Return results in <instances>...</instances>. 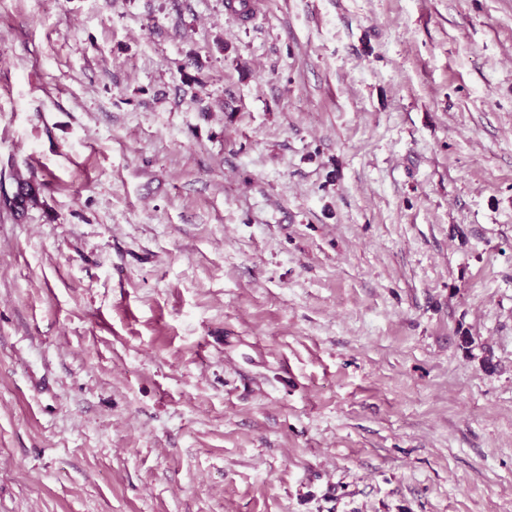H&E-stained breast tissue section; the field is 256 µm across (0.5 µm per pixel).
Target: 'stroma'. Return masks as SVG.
Returning a JSON list of instances; mask_svg holds the SVG:
<instances>
[{
    "instance_id": "1",
    "label": "stroma",
    "mask_w": 512,
    "mask_h": 512,
    "mask_svg": "<svg viewBox=\"0 0 512 512\" xmlns=\"http://www.w3.org/2000/svg\"><path fill=\"white\" fill-rule=\"evenodd\" d=\"M0 0V512H512V0ZM38 193L39 188L31 180L18 178L16 180V192L13 197V207L17 211H24L29 204H34L37 201Z\"/></svg>"
}]
</instances>
